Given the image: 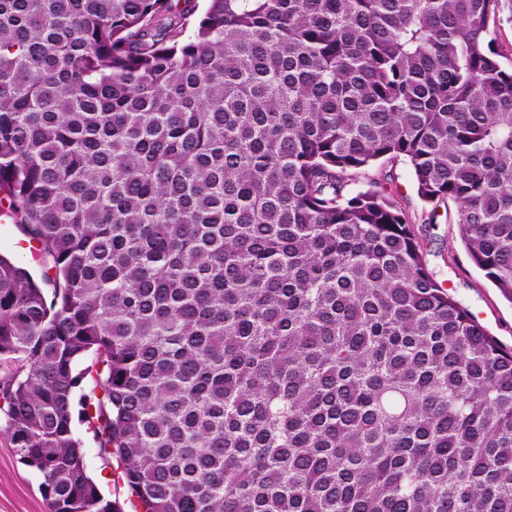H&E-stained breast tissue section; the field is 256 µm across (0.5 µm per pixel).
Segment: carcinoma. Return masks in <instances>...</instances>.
I'll use <instances>...</instances> for the list:
<instances>
[{
  "label": "carcinoma",
  "mask_w": 512,
  "mask_h": 512,
  "mask_svg": "<svg viewBox=\"0 0 512 512\" xmlns=\"http://www.w3.org/2000/svg\"><path fill=\"white\" fill-rule=\"evenodd\" d=\"M505 6L0 0V202L54 271L0 255V404L49 512L113 510L84 382L142 512H512V348L349 189L407 160L512 300ZM493 30L494 46L499 51L498 58L502 66L512 69V15L505 10L491 24ZM80 392L77 391L73 400V428L75 435L82 441V447L85 452V461L90 474L97 480L99 488L105 499L115 504L119 512H134V509L128 501V493L126 487L117 480L116 474L118 470L116 462L112 461V466L107 465L98 455L97 444L93 436V432L88 428L87 424L80 421L78 404Z\"/></svg>",
  "instance_id": "1"
}]
</instances>
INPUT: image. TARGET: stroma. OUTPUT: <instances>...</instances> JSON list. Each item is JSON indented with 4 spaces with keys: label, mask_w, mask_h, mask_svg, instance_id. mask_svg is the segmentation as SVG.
<instances>
[{
    "label": "stroma",
    "mask_w": 512,
    "mask_h": 512,
    "mask_svg": "<svg viewBox=\"0 0 512 512\" xmlns=\"http://www.w3.org/2000/svg\"><path fill=\"white\" fill-rule=\"evenodd\" d=\"M351 191L374 189L389 196L404 214L422 242L429 270L463 303L502 344L512 347V302L505 299L484 273L471 261L459 236L456 208L431 209L417 195L409 165L403 159H385L359 175ZM437 219H430V211ZM0 255L42 277L45 268L16 225L0 224ZM7 418L0 413V512H48L40 491V474L22 464L6 431ZM73 428L81 440L90 474L97 480L105 499L119 512H134L126 487L118 480L114 467L98 455L97 444L87 424L74 421Z\"/></svg>",
    "instance_id": "35a3bbf8"
}]
</instances>
